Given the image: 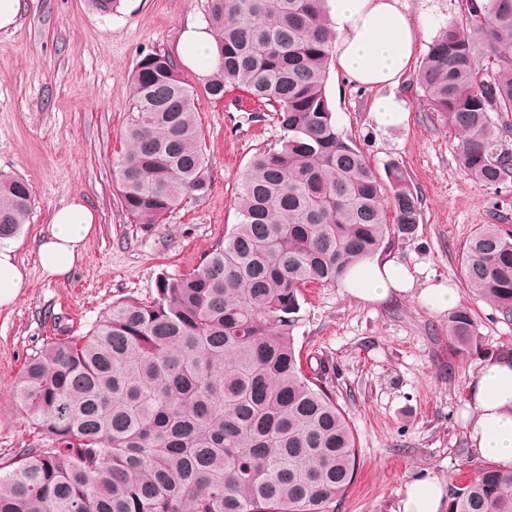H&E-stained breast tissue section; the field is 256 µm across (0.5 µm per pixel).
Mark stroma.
Returning a JSON list of instances; mask_svg holds the SVG:
<instances>
[{
    "label": "stroma",
    "instance_id": "35a3bbf8",
    "mask_svg": "<svg viewBox=\"0 0 512 512\" xmlns=\"http://www.w3.org/2000/svg\"><path fill=\"white\" fill-rule=\"evenodd\" d=\"M16 24L0 29V177L25 179L28 219L14 237L26 284L0 310V459L31 448L39 436L13 399L25 362L50 340L89 331L113 304L143 301L164 276L196 269L236 221L238 184L252 156L283 136L268 108L245 110L232 96L196 101L209 158L211 190L182 204L166 223H131L115 190L113 163L132 116L130 75L140 54L177 55L187 25H205L207 0H120L104 15L88 0H21ZM424 20L416 58L448 23L461 0H406ZM409 70L396 93L405 124L378 126L374 91L351 84L330 65L325 92L339 127L377 173L399 164L422 199L412 235L383 249L416 271L418 283L455 288L478 323L482 355L512 352V318L468 288L465 243L482 224L512 230V186L481 190L456 159L457 135L426 112ZM83 198L98 218L86 255L62 280L44 278L36 247L52 213ZM294 331L304 360L329 366L328 385L353 429L360 472L336 512H398L406 483L421 471L456 485L477 459L467 451V384L482 356L448 348V315L418 298L366 305L343 288L308 289Z\"/></svg>",
    "mask_w": 512,
    "mask_h": 512
}]
</instances>
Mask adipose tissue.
I'll list each match as a JSON object with an SVG mask.
<instances>
[{"label": "adipose tissue", "mask_w": 512, "mask_h": 512, "mask_svg": "<svg viewBox=\"0 0 512 512\" xmlns=\"http://www.w3.org/2000/svg\"><path fill=\"white\" fill-rule=\"evenodd\" d=\"M326 11L337 35L338 64L350 82L375 91L372 110L378 124H403L408 113L395 90L408 71L421 27L405 0H327ZM184 61L202 75L213 71L216 41L204 28L188 27L181 36ZM97 222L83 199L73 198L57 209L37 246L46 277H67L84 256ZM26 282L14 247L0 242V309L11 306ZM343 286L355 299L381 304L395 295H417L433 311L455 306V289L429 283L417 288L414 274L395 259L374 256L355 267ZM470 411L467 438L478 457L512 462V353L484 360L467 384ZM448 489L430 472L407 484L401 512H445Z\"/></svg>", "instance_id": "ef3b65f1"}]
</instances>
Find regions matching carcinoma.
I'll use <instances>...</instances> for the list:
<instances>
[{"label": "carcinoma", "instance_id": "1", "mask_svg": "<svg viewBox=\"0 0 512 512\" xmlns=\"http://www.w3.org/2000/svg\"><path fill=\"white\" fill-rule=\"evenodd\" d=\"M461 11L417 83L425 110L460 134L459 166L497 193L512 182V0H461ZM207 22L217 63L205 94L240 90L272 107L280 147L252 156L238 222L197 269L28 360L15 400L42 444L0 465V512H334L355 479L327 366L304 364L295 346L301 300L340 284L392 231L412 233L421 198L396 164L381 179L336 124L326 0H208ZM130 81L115 185L133 223L152 229L208 194L209 158L196 89L170 54H141ZM30 200L27 181L0 178V240L17 234ZM461 268L512 316V232L480 225ZM477 336L467 310L448 315L451 349L479 354ZM448 512H512V463L475 466Z\"/></svg>", "mask_w": 512, "mask_h": 512}]
</instances>
